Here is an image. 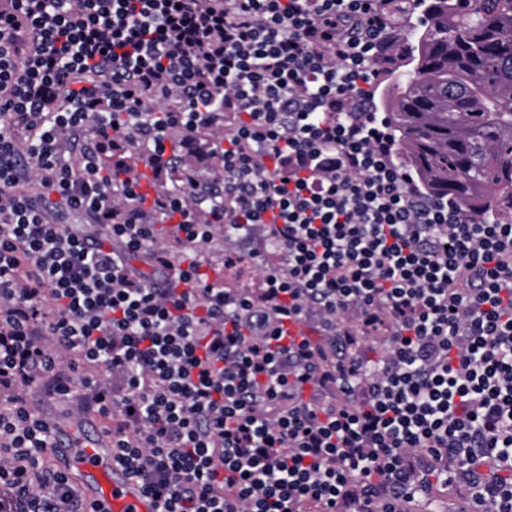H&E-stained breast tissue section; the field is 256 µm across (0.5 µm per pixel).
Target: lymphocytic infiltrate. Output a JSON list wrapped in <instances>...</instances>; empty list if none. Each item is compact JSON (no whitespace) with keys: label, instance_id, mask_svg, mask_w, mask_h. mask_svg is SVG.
I'll list each match as a JSON object with an SVG mask.
<instances>
[{"label":"lymphocytic infiltrate","instance_id":"lymphocytic-infiltrate-1","mask_svg":"<svg viewBox=\"0 0 512 512\" xmlns=\"http://www.w3.org/2000/svg\"><path fill=\"white\" fill-rule=\"evenodd\" d=\"M412 16L0 0V512H88L32 390L97 414L161 512H415L453 484L512 512V224L423 200L398 159L375 88ZM204 129L207 179L167 152ZM219 241L259 287L210 281Z\"/></svg>","mask_w":512,"mask_h":512}]
</instances>
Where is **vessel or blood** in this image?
Here are the masks:
<instances>
[{
	"label": "vessel or blood",
	"mask_w": 512,
	"mask_h": 512,
	"mask_svg": "<svg viewBox=\"0 0 512 512\" xmlns=\"http://www.w3.org/2000/svg\"><path fill=\"white\" fill-rule=\"evenodd\" d=\"M51 453L75 475L92 512H160L158 502L113 464L112 439L98 417L58 414Z\"/></svg>",
	"instance_id": "b4317fda"
}]
</instances>
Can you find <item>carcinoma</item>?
Here are the masks:
<instances>
[{"label":"carcinoma","instance_id":"cac0c4a2","mask_svg":"<svg viewBox=\"0 0 512 512\" xmlns=\"http://www.w3.org/2000/svg\"><path fill=\"white\" fill-rule=\"evenodd\" d=\"M410 71L392 73L387 110L428 194L470 219L512 223V0H422ZM137 157L104 160L136 171Z\"/></svg>","mask_w":512,"mask_h":512}]
</instances>
